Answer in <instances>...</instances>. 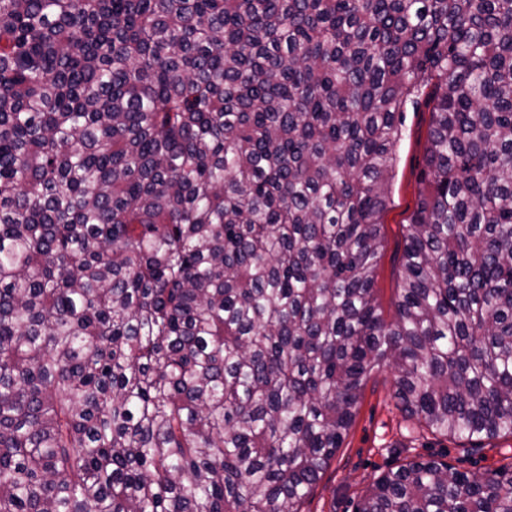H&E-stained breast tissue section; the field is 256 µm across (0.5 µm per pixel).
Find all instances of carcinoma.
<instances>
[{"label": "carcinoma", "instance_id": "cac0c4a2", "mask_svg": "<svg viewBox=\"0 0 512 512\" xmlns=\"http://www.w3.org/2000/svg\"><path fill=\"white\" fill-rule=\"evenodd\" d=\"M386 366L429 431L512 436V0H0V512H301ZM355 512H512V464ZM419 97L418 105L407 107L401 137L395 147L396 163L391 183L390 203L384 215V250L375 284V295L384 317L395 314L401 275L407 224L414 210L424 167V152L431 125L433 103L427 93Z\"/></svg>", "mask_w": 512, "mask_h": 512}]
</instances>
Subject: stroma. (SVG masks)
Wrapping results in <instances>:
<instances>
[{
  "mask_svg": "<svg viewBox=\"0 0 512 512\" xmlns=\"http://www.w3.org/2000/svg\"><path fill=\"white\" fill-rule=\"evenodd\" d=\"M433 104L420 96L407 108L396 163L391 201L384 215V250L375 284L385 318L395 314L407 224L414 210L424 167V152ZM392 368L372 374L364 388L354 422L335 461L314 485L303 512H354L358 501L385 471L410 460L435 459L479 476L512 462V437L483 441L474 447L434 434L395 406Z\"/></svg>",
  "mask_w": 512,
  "mask_h": 512,
  "instance_id": "35a3bbf8",
  "label": "stroma"
}]
</instances>
